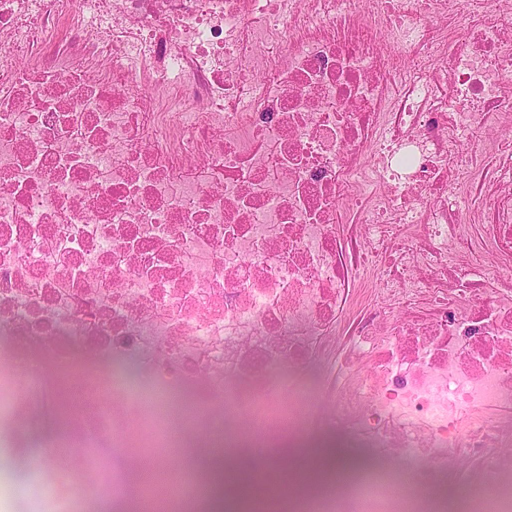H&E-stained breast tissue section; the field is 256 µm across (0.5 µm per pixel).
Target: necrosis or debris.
I'll list each match as a JSON object with an SVG mask.
<instances>
[{"label":"necrosis or debris","mask_w":512,"mask_h":512,"mask_svg":"<svg viewBox=\"0 0 512 512\" xmlns=\"http://www.w3.org/2000/svg\"><path fill=\"white\" fill-rule=\"evenodd\" d=\"M23 345L111 357L93 408L117 447L219 419L234 450L295 443L324 415L512 512V0H0L4 487L51 468L14 456L58 398ZM200 380L206 406L158 421ZM72 451L77 494L106 493ZM389 482L365 512H447Z\"/></svg>","instance_id":"4bbe7bcc"}]
</instances>
